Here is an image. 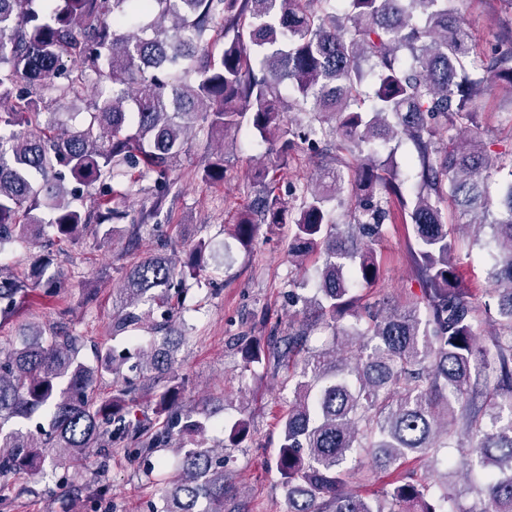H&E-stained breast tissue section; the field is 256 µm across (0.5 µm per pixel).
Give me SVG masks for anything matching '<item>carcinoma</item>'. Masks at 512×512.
Wrapping results in <instances>:
<instances>
[{
	"label": "carcinoma",
	"mask_w": 512,
	"mask_h": 512,
	"mask_svg": "<svg viewBox=\"0 0 512 512\" xmlns=\"http://www.w3.org/2000/svg\"><path fill=\"white\" fill-rule=\"evenodd\" d=\"M453 2L0 0V254L32 240L39 248L21 275L0 262V320L33 291L54 298L70 287L51 271L56 247L87 236L110 244L127 217L117 198L141 181L153 183L155 200L125 229L128 246L157 232L190 136L209 147L246 126L267 152L258 194L236 214L237 241L248 248L256 225L290 224L291 262L324 253L311 295L291 292L302 317L242 347L245 367L281 370L293 383L273 458L288 512H512V156L488 151L477 119L495 87L512 89V22L481 47ZM474 55L481 77L469 70ZM106 85L76 122L70 103ZM47 93L54 112L39 106ZM404 139L416 170L408 188L390 148ZM300 148L325 164L288 209L277 189ZM505 169L495 199L489 180ZM224 172L223 150L210 151L201 179ZM344 191L354 208L342 226L330 202ZM450 207L476 219L495 213L486 294L498 328L488 345L474 331L479 305L448 237ZM397 221L411 225L406 253L421 293L366 302L358 288L378 280L382 229ZM218 263L200 239L125 270L113 330L135 339L145 312L163 319L133 353L96 344L90 366L85 337L50 323L0 346L1 483L62 458L86 461L98 478L114 448L135 457L170 448L177 476L147 512L244 509L224 453L204 439L205 409L183 404L174 374L183 336L169 327L186 311L187 279ZM319 324L332 330L325 348L310 345ZM133 357L138 376L102 394L104 375ZM249 431L237 420L229 446ZM442 448L463 449L452 468L481 472L470 508L451 507L435 480ZM362 451L371 471L389 475L370 496L347 489L355 471L368 479ZM410 458L426 476L405 468Z\"/></svg>",
	"instance_id": "obj_1"
}]
</instances>
